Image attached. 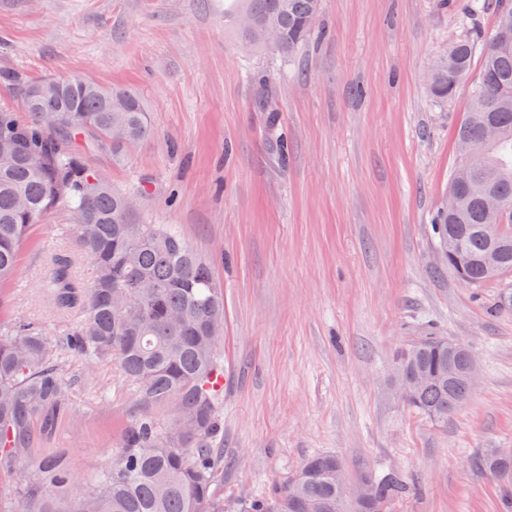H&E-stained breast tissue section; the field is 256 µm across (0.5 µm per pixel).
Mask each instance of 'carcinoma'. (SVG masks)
<instances>
[{
	"mask_svg": "<svg viewBox=\"0 0 512 512\" xmlns=\"http://www.w3.org/2000/svg\"><path fill=\"white\" fill-rule=\"evenodd\" d=\"M229 14L235 35L250 49H265V33H279L275 46L296 53L311 37L322 0H235ZM481 78L471 89L468 114L457 141L474 140L485 126L497 138L452 172L449 185L462 191L454 212L441 211L436 224L440 246H451L460 264L448 268L474 288L496 283L492 311L512 310V47L494 39L478 46L465 36L448 43L428 74L429 90L450 102L467 79L476 51ZM46 81L24 87L30 119L0 111V287L14 283L21 246L44 216L62 213L66 236L75 234L90 264L88 280L74 273L68 255L55 258L41 288L61 311L78 308L82 318L54 339L35 321L0 325V471L24 479L25 493L42 499L25 512H61L42 489L65 492L69 472L56 461L23 460L31 420L65 406L72 381L65 375L71 355L93 367L115 361L141 406L123 428L112 465L94 488L79 494L70 512H224L215 484L224 476L221 403L224 394V289L202 259L166 224H144L121 192L88 169L76 148L79 137L112 148L118 161L129 148L154 132L139 98L130 90L104 88L86 79L58 80V88L33 95ZM485 183L505 203L487 212L467 191ZM499 225L491 233L489 225ZM497 255L495 267L484 256ZM469 348L431 331L400 347L394 373L419 376L424 384L403 402L437 425L465 403L472 381L465 371ZM176 415L161 422L156 412ZM485 471L498 479L512 473V456L487 451ZM341 460L318 453L297 473L263 496H244L231 512H379L409 492L397 470L366 469L356 501L339 497L336 474Z\"/></svg>",
	"mask_w": 512,
	"mask_h": 512,
	"instance_id": "carcinoma-1",
	"label": "carcinoma"
}]
</instances>
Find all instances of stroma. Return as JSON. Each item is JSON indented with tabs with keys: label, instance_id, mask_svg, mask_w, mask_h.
Segmentation results:
<instances>
[{
	"label": "stroma",
	"instance_id": "1",
	"mask_svg": "<svg viewBox=\"0 0 512 512\" xmlns=\"http://www.w3.org/2000/svg\"><path fill=\"white\" fill-rule=\"evenodd\" d=\"M230 0H0V109L24 114V83L80 77L122 86L154 130L127 153L85 146L87 166L135 194L148 224L174 227L224 288V478L218 496H261L309 456L350 479L395 469L411 486L389 512H505L476 463L512 448V310L436 259L437 211L459 161L471 87L449 103L427 87L449 39L486 40L498 0H322L293 56L240 45ZM268 96L273 109L259 105ZM61 214L36 224L0 321L62 334L80 313L40 290L58 254L88 261ZM427 325L478 362L469 400L436 425L393 392V356ZM69 404L35 417L25 454L61 461L77 489L110 466L140 409L116 363L85 374Z\"/></svg>",
	"mask_w": 512,
	"mask_h": 512
}]
</instances>
